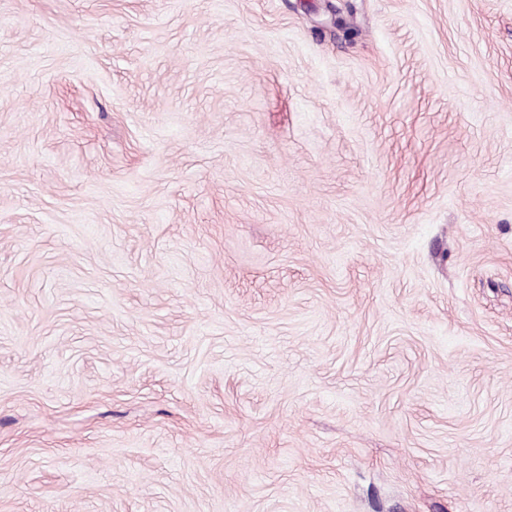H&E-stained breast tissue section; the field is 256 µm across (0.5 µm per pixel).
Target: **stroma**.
<instances>
[{
    "mask_svg": "<svg viewBox=\"0 0 512 512\" xmlns=\"http://www.w3.org/2000/svg\"><path fill=\"white\" fill-rule=\"evenodd\" d=\"M0 512H512V0H0Z\"/></svg>",
    "mask_w": 512,
    "mask_h": 512,
    "instance_id": "obj_1",
    "label": "stroma"
}]
</instances>
